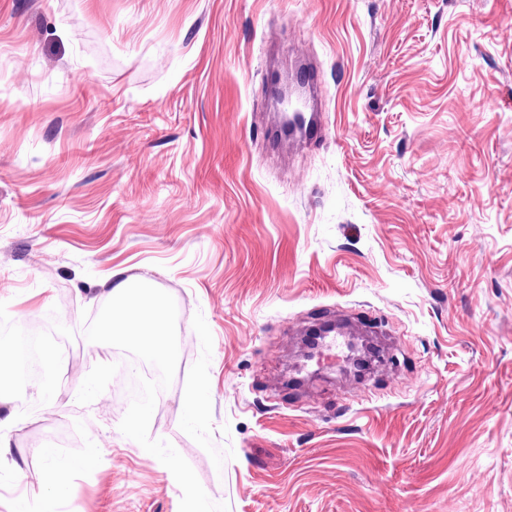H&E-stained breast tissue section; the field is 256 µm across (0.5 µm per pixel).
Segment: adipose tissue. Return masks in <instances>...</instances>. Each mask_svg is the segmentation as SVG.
Returning a JSON list of instances; mask_svg holds the SVG:
<instances>
[{
  "label": "adipose tissue",
  "instance_id": "1",
  "mask_svg": "<svg viewBox=\"0 0 512 512\" xmlns=\"http://www.w3.org/2000/svg\"><path fill=\"white\" fill-rule=\"evenodd\" d=\"M107 284L112 306L102 318L103 333L97 343L100 353H107L112 339L120 338L157 359H171L173 341L158 291L125 278L120 267L113 268Z\"/></svg>",
  "mask_w": 512,
  "mask_h": 512
}]
</instances>
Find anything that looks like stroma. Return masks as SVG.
Segmentation results:
<instances>
[{
	"instance_id": "1",
	"label": "stroma",
	"mask_w": 512,
	"mask_h": 512,
	"mask_svg": "<svg viewBox=\"0 0 512 512\" xmlns=\"http://www.w3.org/2000/svg\"><path fill=\"white\" fill-rule=\"evenodd\" d=\"M298 57L327 135L287 151ZM118 266L173 332L148 427L92 346ZM336 317L385 361L287 386ZM41 321L70 375L0 392V512H512V0H0V328ZM34 497L38 498L44 493H52L62 497L66 493L65 487L60 483L57 468L53 464H45L36 473L35 483L31 486Z\"/></svg>"
}]
</instances>
